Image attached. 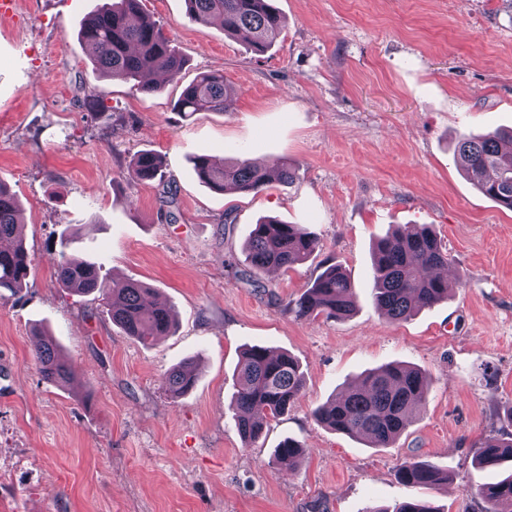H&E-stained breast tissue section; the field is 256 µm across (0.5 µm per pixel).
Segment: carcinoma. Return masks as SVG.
Returning <instances> with one entry per match:
<instances>
[{"label":"carcinoma","instance_id":"carcinoma-1","mask_svg":"<svg viewBox=\"0 0 512 512\" xmlns=\"http://www.w3.org/2000/svg\"><path fill=\"white\" fill-rule=\"evenodd\" d=\"M141 0H110L106 8L90 15L80 37L92 50L91 60L100 73L119 82H135L147 94L162 90L154 79L161 72L176 79L183 59L171 46L159 25L142 16ZM189 18L217 23L224 34L244 37L256 53L265 52L280 36L281 17L273 0H185ZM233 98L224 75L205 73L188 84L174 109L188 117L196 112H226ZM464 174L487 197L512 210V131L493 132L478 138L464 137L457 150ZM199 179L218 191L255 193L272 181L291 184L298 166L285 161L268 169L248 160L222 168L206 155L192 159ZM129 175L140 181L163 177V158L152 151L136 155ZM19 205L15 195L0 183V240L14 244L0 248V291L18 294L27 285L31 261L19 237ZM71 238L60 235L61 251L55 276L58 285L80 294L96 293L105 300L112 322L128 336L148 343L169 335L175 317L166 306H150V288L132 280H115L100 274L89 260L67 255ZM317 238L295 224L265 219L252 226L245 242L251 268L288 270L310 257ZM450 264L448 250L427 224L397 228L374 247L373 290L377 306L391 321L404 320L420 309L448 299V281L430 271ZM298 319H342L355 310L352 284L337 266H328L298 299L287 303ZM39 373L46 381L64 386L69 361L51 339L40 336L36 350ZM196 381L195 363L187 360L170 369L162 379L164 389L178 398ZM303 373L297 360L287 353L272 355L261 346L245 349L236 369V391L229 408L237 430L246 443H255L271 419L288 412L301 397ZM428 392V376L419 368L400 363L372 369L346 390L341 398L319 406L314 416L325 427L367 442L370 448H389L405 432L415 404ZM304 449L293 439L280 443L275 460L288 467L299 466ZM512 461V434L505 439L489 437L474 448L473 462L492 468ZM397 479L412 486H433L448 481V471L427 460H406L396 469ZM484 512H512V474L479 488ZM364 512H436L421 501H403L393 509L369 507Z\"/></svg>","mask_w":512,"mask_h":512}]
</instances>
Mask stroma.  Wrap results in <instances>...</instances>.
<instances>
[{
  "label": "stroma",
  "mask_w": 512,
  "mask_h": 512,
  "mask_svg": "<svg viewBox=\"0 0 512 512\" xmlns=\"http://www.w3.org/2000/svg\"><path fill=\"white\" fill-rule=\"evenodd\" d=\"M105 0H14L0 18V181L21 205L31 271L0 300V512H389L415 499L438 512H484L478 488L508 467L476 470L474 446L512 433V211L455 162L462 134L512 128V0H276V42L254 53L184 0H142L185 61L147 95L102 77L78 32ZM204 72L234 90L228 112L183 117L173 104ZM104 103L89 112L88 99ZM150 150L163 181L139 182ZM197 155L290 160L292 185L219 192ZM274 218L319 246L289 270L258 273L244 241ZM400 224H428L452 259L447 301L399 322L373 297L372 246ZM103 275L152 288L174 334L127 336L106 304L55 280L60 235ZM350 279L343 319H298L287 302L327 266ZM58 342L69 385L42 379L35 331ZM295 357L303 394L245 445L228 408L242 351ZM194 360L179 398L163 375ZM399 362L425 371L427 397L389 448L336 433L314 410L361 373ZM307 455L291 469L275 448ZM407 459L448 483H400ZM129 175L140 181H160L164 176L162 156L152 151L139 153L130 164ZM275 460L288 464V468L298 467L304 459V449L293 439H286L280 443L275 451Z\"/></svg>",
  "instance_id": "35a3bbf8"
}]
</instances>
